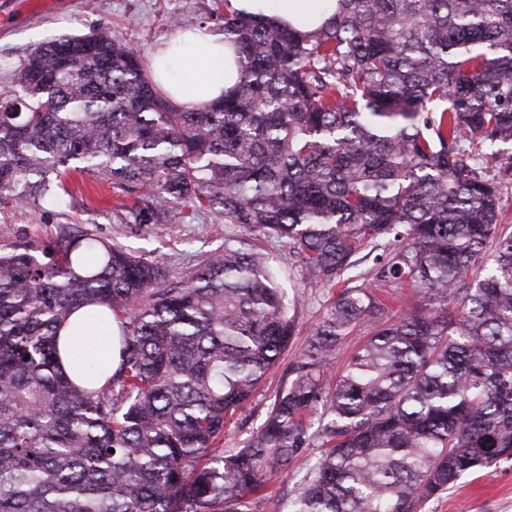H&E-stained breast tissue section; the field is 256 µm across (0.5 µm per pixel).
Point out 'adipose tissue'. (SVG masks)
<instances>
[{
  "label": "adipose tissue",
  "mask_w": 512,
  "mask_h": 512,
  "mask_svg": "<svg viewBox=\"0 0 512 512\" xmlns=\"http://www.w3.org/2000/svg\"><path fill=\"white\" fill-rule=\"evenodd\" d=\"M239 11L262 16L276 25L307 32L323 25L332 13L331 0H230ZM169 64L159 81L168 96L184 109L221 99L236 82L234 54L223 36L206 30L177 33L162 53ZM92 348L117 347V340L98 334L95 322L75 315L60 332V352L64 370L75 361L70 349L76 343Z\"/></svg>",
  "instance_id": "1"
}]
</instances>
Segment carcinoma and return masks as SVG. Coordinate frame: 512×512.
Returning <instances> with one entry per match:
<instances>
[{"mask_svg": "<svg viewBox=\"0 0 512 512\" xmlns=\"http://www.w3.org/2000/svg\"><path fill=\"white\" fill-rule=\"evenodd\" d=\"M224 39L237 83L192 110L107 28L32 50L0 90V197L45 212L71 173L107 178L131 224L205 210L344 288L226 451L297 330L266 254L171 275L69 224L1 242L0 512H281L268 483L313 446L292 512H420L512 460V233L475 152L512 142V0H336L308 33L229 8ZM368 249L416 306L351 284ZM86 306L121 319L120 362L84 352L80 385L57 332ZM363 331H357L348 336L343 345L336 350L333 356L327 363V371L339 373L345 367L348 357L351 352L361 343L364 339Z\"/></svg>", "mask_w": 512, "mask_h": 512, "instance_id": "cac0c4a2", "label": "carcinoma"}]
</instances>
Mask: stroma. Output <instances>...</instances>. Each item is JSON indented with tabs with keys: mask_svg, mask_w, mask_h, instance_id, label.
<instances>
[{
	"mask_svg": "<svg viewBox=\"0 0 512 512\" xmlns=\"http://www.w3.org/2000/svg\"><path fill=\"white\" fill-rule=\"evenodd\" d=\"M225 8L224 0H0V87L12 84L35 47L57 35L86 34L107 26L149 62L180 30L204 28L223 33ZM67 188L61 203L45 213L0 199V241L52 240L58 225L74 224L175 273L223 254L225 246H237L242 240L283 266L286 278L282 285L295 304L299 332L254 398L238 411V426L227 433L224 448L241 447L263 423L267 402L298 361L309 328L326 314L330 291L310 283L287 240L257 237L219 223L205 211L141 229L128 224L116 210L118 191L111 181L75 174ZM421 512H512V461L465 475L452 489L426 500Z\"/></svg>",
	"mask_w": 512,
	"mask_h": 512,
	"instance_id": "35a3bbf8",
	"label": "stroma"
}]
</instances>
